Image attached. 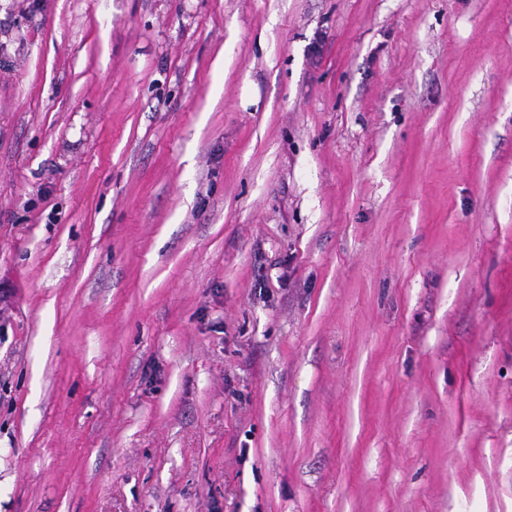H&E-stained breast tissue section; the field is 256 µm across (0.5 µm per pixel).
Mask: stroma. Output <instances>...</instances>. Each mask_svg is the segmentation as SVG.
Returning <instances> with one entry per match:
<instances>
[{
    "mask_svg": "<svg viewBox=\"0 0 512 512\" xmlns=\"http://www.w3.org/2000/svg\"><path fill=\"white\" fill-rule=\"evenodd\" d=\"M0 512H512V0H0Z\"/></svg>",
    "mask_w": 512,
    "mask_h": 512,
    "instance_id": "stroma-1",
    "label": "stroma"
}]
</instances>
